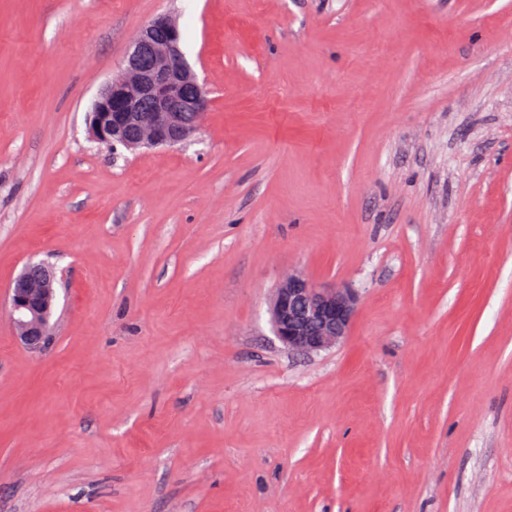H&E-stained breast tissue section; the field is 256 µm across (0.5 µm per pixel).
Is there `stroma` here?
I'll list each match as a JSON object with an SVG mask.
<instances>
[{"label":"stroma","instance_id":"35a3bbf8","mask_svg":"<svg viewBox=\"0 0 512 512\" xmlns=\"http://www.w3.org/2000/svg\"><path fill=\"white\" fill-rule=\"evenodd\" d=\"M191 141L87 118L153 17ZM0 512H512V0H0ZM291 271L357 288L289 352ZM45 263H29L8 290L6 305L13 317L16 337L28 350L46 351L52 342L51 319L56 305V276L53 280L33 278L32 268ZM357 303L352 288L321 287L301 273L291 274L275 289L272 327L288 351L317 354L335 348L347 336Z\"/></svg>","mask_w":512,"mask_h":512}]
</instances>
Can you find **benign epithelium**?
<instances>
[{
	"mask_svg": "<svg viewBox=\"0 0 512 512\" xmlns=\"http://www.w3.org/2000/svg\"><path fill=\"white\" fill-rule=\"evenodd\" d=\"M179 26L161 14L143 25L125 59L123 76L98 94L91 108L89 131L99 144L120 143L137 150L176 146L195 130L182 123V113L202 116L208 97L181 48ZM29 263L8 290L6 305L17 339L28 350L46 351L52 342L51 319L56 280L34 278ZM358 298L351 288L321 287L301 273L285 278L270 306L275 335L285 348L302 355L339 345L347 336Z\"/></svg>",
	"mask_w": 512,
	"mask_h": 512,
	"instance_id": "benign-epithelium-1",
	"label": "benign epithelium"
}]
</instances>
